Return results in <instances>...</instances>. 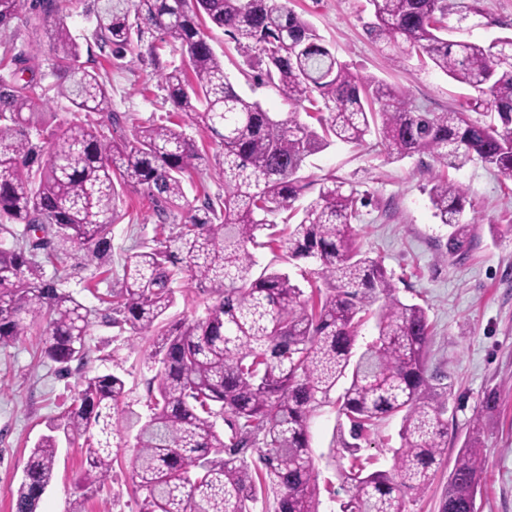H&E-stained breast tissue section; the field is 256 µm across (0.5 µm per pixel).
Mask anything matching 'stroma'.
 <instances>
[{
  "mask_svg": "<svg viewBox=\"0 0 512 512\" xmlns=\"http://www.w3.org/2000/svg\"><path fill=\"white\" fill-rule=\"evenodd\" d=\"M448 37L487 43L512 34V0H448ZM322 36L336 57L360 76L373 77L409 94L414 104L431 112L456 109L476 99L468 85L448 78L417 58L389 55L367 33L373 22L368 0H288ZM68 24L82 47V58L107 82L112 109L121 117L120 134L131 137L148 121L181 125L206 153L214 147L204 130L167 98L153 66L128 54L116 58L101 52L92 37V25L82 12ZM224 72L235 90L259 101L270 112L287 111L279 91L258 84L235 43L222 29H204ZM40 47V70L50 73L52 56L47 40H36L26 28L13 37L0 33V75L12 68L11 57ZM447 173L461 185L470 201L464 213L474 242L462 257L448 253V225L434 216L428 191L435 175ZM301 174L308 186L298 203L316 197L320 181L333 177L346 182L371 203L361 208L352 224L356 246L381 259L391 274L399 298L426 308L431 324L427 368L448 393L447 454L431 487L413 500L406 512H438L448 488V475L469 429L489 391L499 393L498 408L481 435L485 472L476 497L477 512H512V177L478 162L443 170L430 158L393 160L367 136L363 145L331 144L311 155ZM158 218L151 201L140 190H127L112 226V255L102 267H89L63 280L62 287L91 311L86 343L90 361L83 370L63 376L42 353L38 331L11 346L0 347V512H13V495L21 482L23 465L38 439L49 434L50 421L70 405L82 377L108 373L122 376L130 390L129 405L146 414L152 371L143 356L151 347L147 336H131L106 319L110 292L122 274L126 256L151 245ZM214 289L183 281L166 321L193 318L218 303ZM339 421L329 404L308 421L311 455L320 487L318 512H341L347 494L342 489L330 447ZM400 416L377 422L361 440L359 456L368 470H387L401 446ZM135 428H122L115 438L116 460L108 481L85 504L86 512H136L131 458ZM83 449L60 442L55 478L43 495L38 512H65L76 496V482L87 469Z\"/></svg>",
  "mask_w": 512,
  "mask_h": 512,
  "instance_id": "stroma-1",
  "label": "stroma"
}]
</instances>
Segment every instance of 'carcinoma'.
<instances>
[{
	"mask_svg": "<svg viewBox=\"0 0 512 512\" xmlns=\"http://www.w3.org/2000/svg\"><path fill=\"white\" fill-rule=\"evenodd\" d=\"M369 34L383 48L431 62L453 80L491 98L497 122L481 123L464 109L430 112L404 92L363 78L338 60L316 29L282 0H94L84 10L99 49L122 57L145 33L179 43L185 66H162L157 47L147 56L174 107L209 132L224 177V196L194 207L185 180L203 157L195 142L154 121L132 138L108 137L120 125L97 72L81 61L68 24L79 0H0V30L14 24L41 31L53 55L55 83L35 81L38 49L16 56L0 78V345L38 328L44 356L70 374L88 363L90 310L48 278L45 265L78 256L79 265L112 253V224L124 190L139 188L154 204L160 232L173 231L128 256L112 286V323L152 337L143 362L156 371L149 414L132 455L137 512H253L273 498L275 512H318L320 494L308 439V418L336 400L350 423L339 443L337 471L348 500L344 512H403L404 497L432 484L448 448L447 395L428 375L431 334L427 310L401 301L376 258L356 248L352 223L366 199L343 181L321 183L299 221L282 237L273 217L292 208L305 185V160L333 141L361 145L372 132L393 160L417 155L459 169L478 161L512 176V36L487 44L446 37L448 0H369ZM207 18L236 42L257 80L276 85L291 106L263 109L239 94L224 75L199 20ZM78 112L101 115L96 127L47 118V93ZM316 121L299 119V111ZM435 217L454 231L451 254L467 253L472 235L463 221L464 189L433 178ZM23 225L18 230L15 225ZM288 244V258L311 259L328 285L317 299L289 274L253 277L250 248ZM188 278L221 292L205 315L160 326ZM376 334L354 352L365 320ZM130 390L112 373L84 381L71 405L30 451L15 494V512H36L53 481L58 437L84 449L90 470L68 512H85L112 470L118 419ZM498 406L488 393L468 441L448 476L440 512H473L471 492L484 472L478 436ZM402 415V446L393 470L367 473L357 440L386 416ZM227 422L229 436L217 429ZM257 454L261 467L243 450Z\"/></svg>",
	"mask_w": 512,
	"mask_h": 512,
	"instance_id": "carcinoma-1",
	"label": "carcinoma"
}]
</instances>
